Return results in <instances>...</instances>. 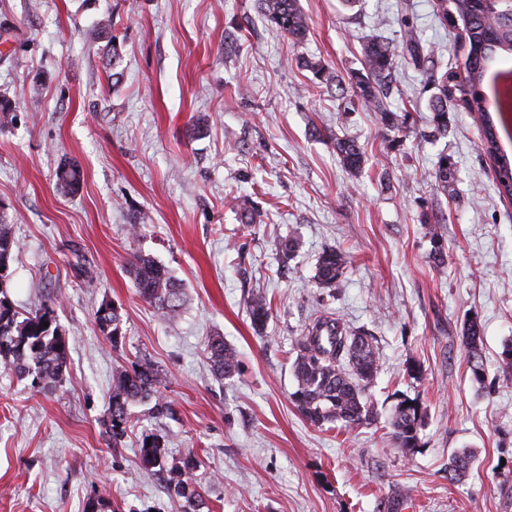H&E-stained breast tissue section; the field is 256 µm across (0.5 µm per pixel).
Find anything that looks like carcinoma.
Instances as JSON below:
<instances>
[{"label": "carcinoma", "instance_id": "cac0c4a2", "mask_svg": "<svg viewBox=\"0 0 512 512\" xmlns=\"http://www.w3.org/2000/svg\"><path fill=\"white\" fill-rule=\"evenodd\" d=\"M267 22L295 42L302 41L308 31V19L298 0H258ZM435 4V15L443 21L454 20L453 28L462 34V75L435 79L438 92L432 95L427 110L433 113L434 137L448 130V108L460 103L465 110L476 112L481 119V145L484 155L492 162L499 193L512 199V161L502 150L501 136H510L501 109L489 111L479 88L486 80L488 64L500 53L512 55V20L506 13L512 10V0H444ZM402 51L414 65L429 62L422 41L412 27L404 31ZM397 48L388 41L373 36L362 48V68L352 73L349 84L362 105L379 114L381 124L398 130L407 119L389 108L386 98ZM336 151L350 171L361 169L364 163L362 147L353 139L336 140ZM448 157L439 158L435 181L444 191L453 179ZM83 181L80 166L71 161L61 163L56 170V185L67 194L79 190ZM18 241L6 209L0 205V278L8 277L10 262L18 252ZM348 258L344 251L331 248L322 253L316 266L315 280L323 288H334L341 281ZM131 274L140 298L164 320L180 317L185 304L184 288L171 272L155 259L137 254L130 261ZM57 301L49 298L26 313L19 312L4 289L0 288V365L31 379L30 386L38 392L53 391L62 386L69 359V340L59 324ZM252 325L261 330L271 315L270 303L262 292L252 294L247 302ZM95 324L112 347L121 343L122 318L110 302H103L94 313ZM48 326H43V323ZM463 343L468 353L472 381L484 383L485 371L481 355V327L471 321L464 328ZM206 351L210 371L222 380L237 372L236 353L224 344L221 336L208 339ZM379 370V357L369 335L351 333L339 322L319 317L306 327L299 341L293 362L297 389L293 403L301 415L314 425L341 424L344 428L374 420L368 390ZM162 374L149 364H131L112 383L105 412L112 447H117L129 428L131 408L150 405L153 415L167 416L172 405L163 394ZM423 409L417 399H401L389 418L390 435L400 448L419 446V427ZM159 437L142 441L139 460L143 471L162 474L184 499L182 512H203L207 504L197 487L183 480L194 466L193 458L183 461V467H166ZM472 465V455L463 451L455 454L448 464V481L461 479Z\"/></svg>", "mask_w": 512, "mask_h": 512}]
</instances>
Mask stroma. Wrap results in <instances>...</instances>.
Returning <instances> with one entry per match:
<instances>
[{"mask_svg": "<svg viewBox=\"0 0 512 512\" xmlns=\"http://www.w3.org/2000/svg\"><path fill=\"white\" fill-rule=\"evenodd\" d=\"M299 6L309 30L297 43L254 0H0V96L16 107L0 127V203L19 242L9 294L22 311L57 297L70 345L55 393L0 367V512H87L100 496L112 512H180L181 498L140 467L147 435L168 438L167 465L198 459L189 478L211 512H512L500 489L512 474V377L499 358L512 339V202L496 189L478 121L456 107L447 136L429 137L436 88L402 53L389 98L409 117L400 132L306 68L348 79L366 37L397 44L411 25L452 72L461 37L431 0ZM106 16L112 45L99 33ZM228 37L236 50L225 51ZM340 138L363 148L361 172L344 167ZM443 154L454 172L444 191L434 178ZM66 159L84 172L73 195L55 187ZM243 203L262 223H242ZM426 213L441 220L440 266ZM286 237L297 242L288 257ZM330 248L350 262L323 288L316 264ZM136 254L182 281L178 321L139 298L127 272ZM78 263L96 287L80 285ZM258 290L271 302L261 331L247 312ZM105 301L123 319L115 347L94 321ZM321 316L373 336L377 420L318 427L294 406L292 363ZM471 319L482 330L480 386L463 344ZM216 334L239 357L221 381L205 353ZM137 359L164 375L173 413L135 406L116 446L104 414L113 379ZM402 398L425 413L411 450L386 428ZM462 450L472 467L449 483Z\"/></svg>", "mask_w": 512, "mask_h": 512, "instance_id": "stroma-1", "label": "stroma"}]
</instances>
